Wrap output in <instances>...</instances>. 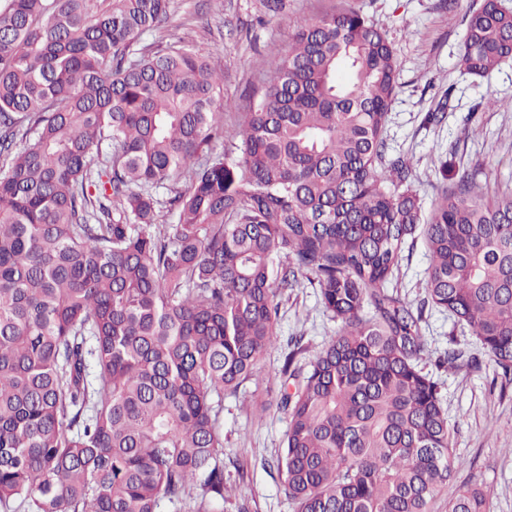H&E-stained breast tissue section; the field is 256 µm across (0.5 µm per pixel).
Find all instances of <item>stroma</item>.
I'll use <instances>...</instances> for the list:
<instances>
[{
    "label": "stroma",
    "instance_id": "obj_1",
    "mask_svg": "<svg viewBox=\"0 0 512 512\" xmlns=\"http://www.w3.org/2000/svg\"><path fill=\"white\" fill-rule=\"evenodd\" d=\"M479 0H461L448 9L445 0H288L277 17L260 19L257 0H174L164 23L145 43L166 44L175 34L193 40L212 68L224 74V96L215 105L232 126L247 111L254 90L263 85L260 59L287 55L297 22L346 6L359 9L385 29L399 64V89L385 129L389 152L412 157L414 184L424 206H431L448 178L471 174L483 185L512 188V111L489 107V97L512 100V61L491 78L463 74L458 57L465 37V14ZM445 105L440 123L427 124L426 113ZM456 154H449V145ZM428 258L423 242L406 252L398 292L423 309L421 323L434 357L451 348L476 358L458 370L426 369L437 381L451 428V446L461 462L454 478L432 503V512H448L458 490L477 483L488 494L490 512H512V386L469 333L455 328L447 312L427 304L424 288ZM340 326L325 313L317 288L301 283L282 300L278 342L262 360L264 384L224 399V473L238 488L224 512H292L274 461L287 430L276 408L256 413L253 399L279 389L278 370L287 342L300 337L305 348L298 360L308 364Z\"/></svg>",
    "mask_w": 512,
    "mask_h": 512
}]
</instances>
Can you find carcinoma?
<instances>
[{
  "label": "carcinoma",
  "instance_id": "cac0c4a2",
  "mask_svg": "<svg viewBox=\"0 0 512 512\" xmlns=\"http://www.w3.org/2000/svg\"><path fill=\"white\" fill-rule=\"evenodd\" d=\"M171 3L0 0V505L223 512L224 395L264 381L305 279L340 329L279 369L294 512H431L459 461L422 315L388 284L421 238L427 300L512 379V191L462 176L424 209L387 155L397 59L356 9L299 22L228 130L207 56L142 44ZM466 21L458 65L487 78L512 10ZM487 501L475 483L448 512Z\"/></svg>",
  "mask_w": 512,
  "mask_h": 512
}]
</instances>
